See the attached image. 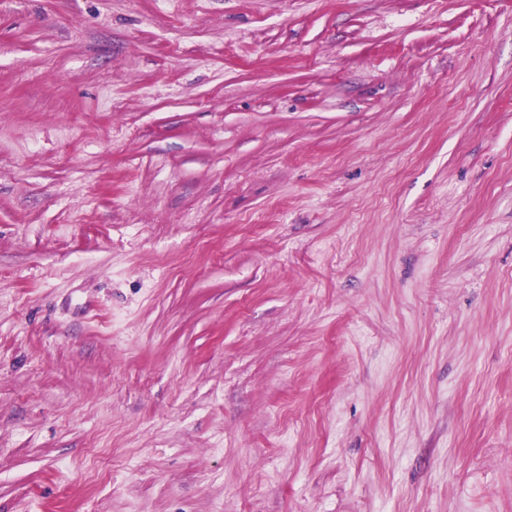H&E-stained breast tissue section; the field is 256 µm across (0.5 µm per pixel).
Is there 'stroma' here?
<instances>
[{
    "instance_id": "obj_1",
    "label": "stroma",
    "mask_w": 512,
    "mask_h": 512,
    "mask_svg": "<svg viewBox=\"0 0 512 512\" xmlns=\"http://www.w3.org/2000/svg\"><path fill=\"white\" fill-rule=\"evenodd\" d=\"M0 512H512V0H0Z\"/></svg>"
}]
</instances>
